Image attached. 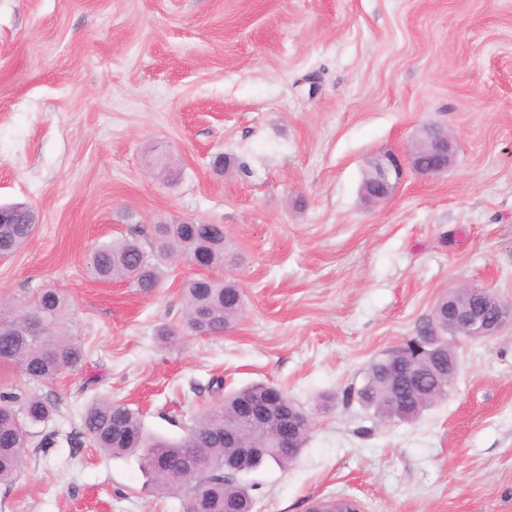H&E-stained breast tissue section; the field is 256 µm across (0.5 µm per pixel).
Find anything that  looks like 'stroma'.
<instances>
[{
    "mask_svg": "<svg viewBox=\"0 0 512 512\" xmlns=\"http://www.w3.org/2000/svg\"><path fill=\"white\" fill-rule=\"evenodd\" d=\"M446 128V173L361 203L370 156ZM167 152L178 176L150 163ZM229 170L216 171V157ZM39 215L0 257V305L63 290L84 362L31 392L48 430L93 398L180 438L211 379L272 383L311 417L288 467L246 475L258 512L352 496L362 512H512V321L460 339L448 394L380 423L344 391L464 285L512 306V0H0V204ZM223 225L246 307L220 336L166 339L195 268L144 296L87 272L139 226ZM136 457L29 451L0 512H180Z\"/></svg>",
    "mask_w": 512,
    "mask_h": 512,
    "instance_id": "35a3bbf8",
    "label": "stroma"
}]
</instances>
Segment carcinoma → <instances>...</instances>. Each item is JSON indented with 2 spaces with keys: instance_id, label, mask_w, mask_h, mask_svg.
I'll use <instances>...</instances> for the list:
<instances>
[{
  "instance_id": "obj_1",
  "label": "carcinoma",
  "mask_w": 512,
  "mask_h": 512,
  "mask_svg": "<svg viewBox=\"0 0 512 512\" xmlns=\"http://www.w3.org/2000/svg\"><path fill=\"white\" fill-rule=\"evenodd\" d=\"M33 224L0 223V255L16 252L32 236ZM234 258L221 224H156L150 248L135 240L103 243L94 250L89 274L100 281L128 280L144 295L159 287L163 264L177 259L198 260L207 270L224 266ZM181 320L165 329L175 339L184 333L218 336L234 327L245 307L235 281L209 275L188 280L183 288ZM69 301L58 288H43L31 312L0 311V367L19 366L28 383L55 378L63 367H77L85 358L83 345L61 332L60 321ZM404 347L397 346L375 358L366 368L363 384L351 388L346 400L357 399L374 418L415 423L428 409L448 394V385L431 372L433 354L424 351L415 359L416 382L408 391L403 414L396 415L391 394L396 383V361ZM270 384L258 381L223 391V383L211 381L208 392L224 397L202 410L177 440L149 433L139 412L107 400H98L81 414L83 433L93 445L114 457L134 455L147 484L156 492L172 495L181 502V512H254L255 500L242 475L262 467L286 468L305 448L311 428L295 433L294 451L288 454L269 447L247 453L225 438L240 407L264 399ZM55 400L26 390L20 385L0 389V485L13 483L30 448H50L56 434L35 432L55 412ZM234 463V474H224V460Z\"/></svg>"
}]
</instances>
